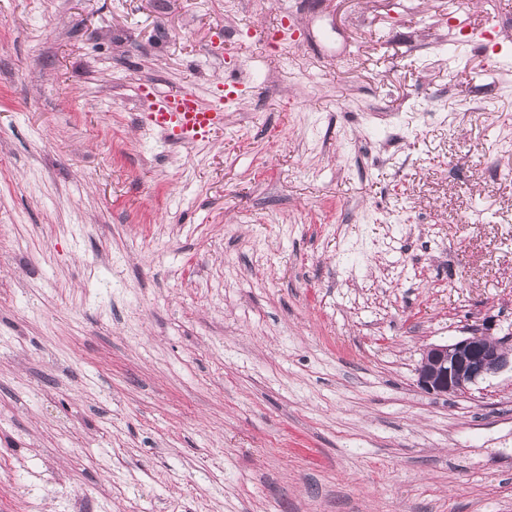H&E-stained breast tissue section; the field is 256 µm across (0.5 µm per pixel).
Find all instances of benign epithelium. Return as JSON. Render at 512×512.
<instances>
[{"instance_id": "1", "label": "benign epithelium", "mask_w": 512, "mask_h": 512, "mask_svg": "<svg viewBox=\"0 0 512 512\" xmlns=\"http://www.w3.org/2000/svg\"><path fill=\"white\" fill-rule=\"evenodd\" d=\"M506 369L512 370V336L495 338L486 328H469L467 335L424 351L417 385L429 394L464 393Z\"/></svg>"}]
</instances>
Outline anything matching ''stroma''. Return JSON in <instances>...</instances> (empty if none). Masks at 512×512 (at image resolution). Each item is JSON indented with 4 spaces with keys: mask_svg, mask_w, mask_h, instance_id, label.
I'll return each mask as SVG.
<instances>
[{
    "mask_svg": "<svg viewBox=\"0 0 512 512\" xmlns=\"http://www.w3.org/2000/svg\"><path fill=\"white\" fill-rule=\"evenodd\" d=\"M485 322L512 0H0V512H512V372L417 385ZM240 89L239 81H224V98L208 104L182 91L152 94L149 98L151 120L157 128L177 140L202 141L224 125V112L237 101Z\"/></svg>",
    "mask_w": 512,
    "mask_h": 512,
    "instance_id": "1",
    "label": "stroma"
}]
</instances>
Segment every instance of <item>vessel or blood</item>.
Returning a JSON list of instances; mask_svg holds the SVG:
<instances>
[{"label":"vessel or blood","instance_id":"1","mask_svg":"<svg viewBox=\"0 0 512 512\" xmlns=\"http://www.w3.org/2000/svg\"><path fill=\"white\" fill-rule=\"evenodd\" d=\"M241 89L238 81L224 84V96L201 103L193 94L177 91L158 92L150 97L151 120L162 131L184 142L207 138L224 124V114L234 104Z\"/></svg>","mask_w":512,"mask_h":512}]
</instances>
